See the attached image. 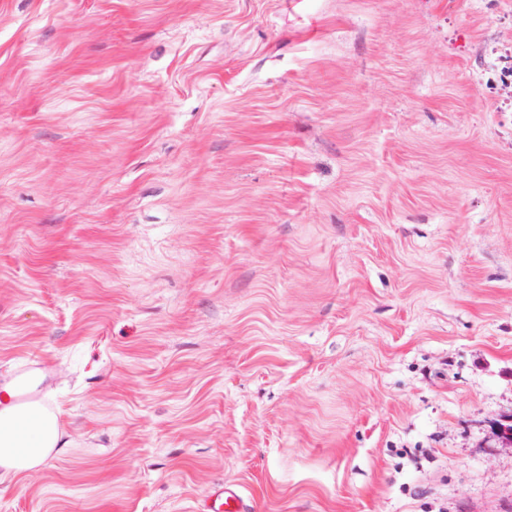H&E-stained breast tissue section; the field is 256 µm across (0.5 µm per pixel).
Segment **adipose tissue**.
Returning a JSON list of instances; mask_svg holds the SVG:
<instances>
[{
  "label": "adipose tissue",
  "instance_id": "ef3b65f1",
  "mask_svg": "<svg viewBox=\"0 0 512 512\" xmlns=\"http://www.w3.org/2000/svg\"><path fill=\"white\" fill-rule=\"evenodd\" d=\"M59 443L56 416L33 410L0 409V468L4 471L34 468Z\"/></svg>",
  "mask_w": 512,
  "mask_h": 512
}]
</instances>
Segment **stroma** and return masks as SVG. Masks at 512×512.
<instances>
[{
	"instance_id": "1",
	"label": "stroma",
	"mask_w": 512,
	"mask_h": 512,
	"mask_svg": "<svg viewBox=\"0 0 512 512\" xmlns=\"http://www.w3.org/2000/svg\"><path fill=\"white\" fill-rule=\"evenodd\" d=\"M0 512H512V0H0ZM50 380L51 368L47 362L34 357L25 359L13 373L9 404L21 411L45 408L48 402L45 392ZM60 443L56 416L0 409V468L6 473L32 469ZM208 512H251L252 504L237 488L217 485L207 494Z\"/></svg>"
}]
</instances>
